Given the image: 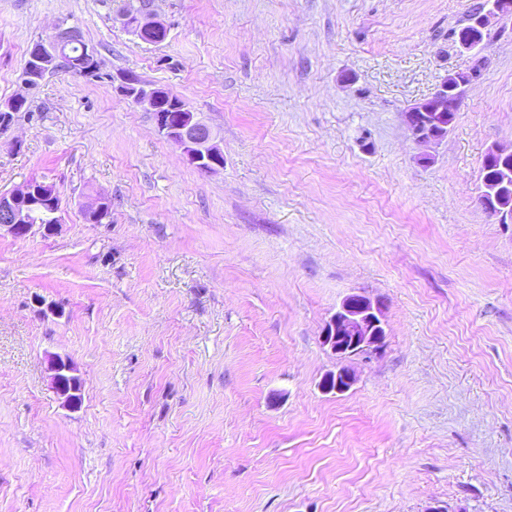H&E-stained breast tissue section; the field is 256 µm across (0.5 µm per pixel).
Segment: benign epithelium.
<instances>
[{
  "label": "benign epithelium",
  "instance_id": "1",
  "mask_svg": "<svg viewBox=\"0 0 512 512\" xmlns=\"http://www.w3.org/2000/svg\"><path fill=\"white\" fill-rule=\"evenodd\" d=\"M135 6V21L131 20L133 13L129 11L117 13V19L133 36L139 39L146 31L164 26L158 19L154 4L147 0H136ZM509 18H512L511 10L500 9L494 4L475 15L470 27L461 30L455 43L462 51L479 53L488 45L493 23ZM79 39V32L74 28H55L49 43L45 44L46 50H35L28 56L23 84L32 89L40 81V75L51 70H63L71 75L83 72L87 64L97 58L94 48H86L85 55L79 60L62 56L63 47ZM485 63V59H479L474 68L454 76L452 82L442 79L431 96L406 109L404 123L417 145L438 143L449 133L450 124L446 120L449 114L457 112L460 90L480 79ZM137 104L152 114L157 131L180 147L197 170L211 174L224 168L223 152L200 113L189 110L186 105L181 106L179 112H162L159 95L149 89L138 96ZM47 187L48 184L42 181L29 180L9 194H0V232L23 237L42 222L46 213L50 215L51 224L44 225V228L57 230L63 224L61 204ZM478 202L498 223L512 222V208H495L481 196ZM106 204L108 201L99 196L84 206V215L90 223H96L106 210ZM385 336L383 302L355 293L342 301L326 323L322 343L330 348L337 359L345 361L379 349L384 344ZM48 371L51 388L62 400L63 406L70 411L80 409L77 394L82 380L74 362L67 357L51 356L48 358ZM354 382L351 369L341 366L326 376L323 387L329 392L342 394L350 390Z\"/></svg>",
  "mask_w": 512,
  "mask_h": 512
}]
</instances>
